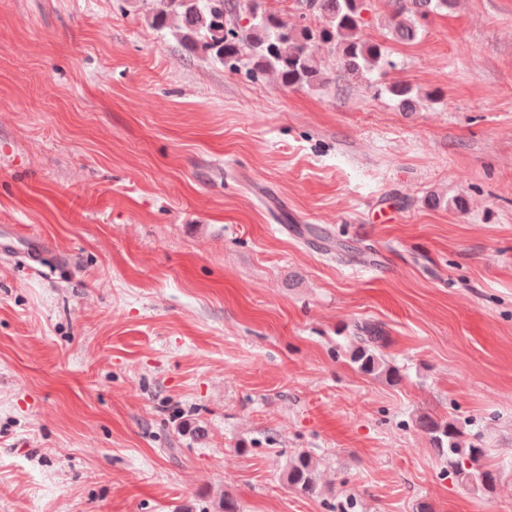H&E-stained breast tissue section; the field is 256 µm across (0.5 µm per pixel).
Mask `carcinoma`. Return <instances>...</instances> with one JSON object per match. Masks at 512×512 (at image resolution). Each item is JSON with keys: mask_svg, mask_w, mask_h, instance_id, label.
<instances>
[{"mask_svg": "<svg viewBox=\"0 0 512 512\" xmlns=\"http://www.w3.org/2000/svg\"><path fill=\"white\" fill-rule=\"evenodd\" d=\"M151 25L174 28L190 51L202 53L237 70L248 66L249 74H274L285 87L320 85L324 73L314 54L323 46L337 54L344 73L360 76L372 70L395 66L386 47L363 39V0H296L297 18L283 21L265 8L264 0H149ZM395 36L403 41L417 39L422 22L446 12L454 0H390ZM386 91L407 111L415 105L413 89L399 83ZM359 344L350 359L367 374H378L391 385L400 383V370L380 353L385 342L381 328L361 326ZM438 451L448 456L450 474L456 481L472 483L492 494L501 480L497 471L482 464L484 450L463 441L462 431L452 422L430 416L419 419ZM288 487L302 495L316 493L315 465L305 451L294 453L287 465Z\"/></svg>", "mask_w": 512, "mask_h": 512, "instance_id": "carcinoma-1", "label": "carcinoma"}]
</instances>
